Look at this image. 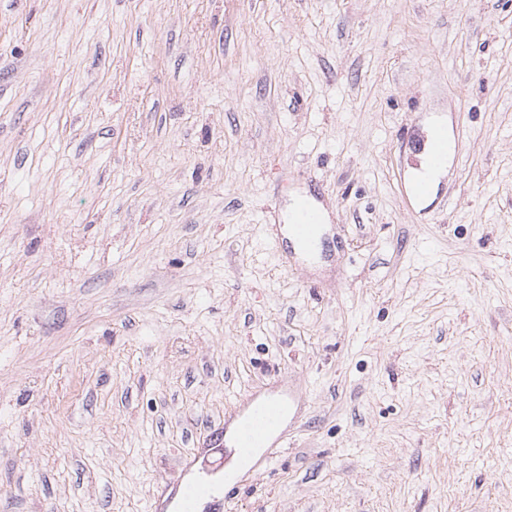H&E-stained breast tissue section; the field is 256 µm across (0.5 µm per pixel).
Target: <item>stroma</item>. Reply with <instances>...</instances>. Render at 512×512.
I'll use <instances>...</instances> for the list:
<instances>
[{"label":"stroma","mask_w":512,"mask_h":512,"mask_svg":"<svg viewBox=\"0 0 512 512\" xmlns=\"http://www.w3.org/2000/svg\"><path fill=\"white\" fill-rule=\"evenodd\" d=\"M278 381L230 512H512V0H0V512H169ZM436 128H432L430 132H434ZM448 127L441 126L436 130L432 138H425V140L418 145V150L424 152L427 156L429 163L433 166L439 167L441 163L447 158L451 157L452 151L448 156L450 145L448 144ZM452 140V139H451ZM445 167L434 168L428 166L425 162H421L420 169L414 170L412 177V186L421 181L429 182L434 190L437 188L440 178L443 176ZM288 229L293 241L301 251L315 254L319 250L318 227L323 224V213L314 202V195L303 194L294 200L288 213ZM292 397H266L255 400L237 415L232 424V445L228 448L243 457H251L266 442H275L283 436L282 421ZM225 435L223 430H216L210 439L209 449L203 454L204 458L201 464V472L203 475H212L224 470V448Z\"/></svg>","instance_id":"obj_1"}]
</instances>
